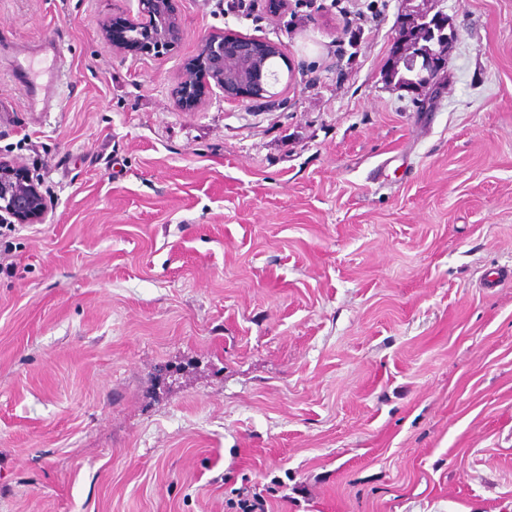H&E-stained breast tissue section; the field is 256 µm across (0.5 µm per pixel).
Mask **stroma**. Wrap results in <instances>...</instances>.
<instances>
[{
  "label": "stroma",
  "mask_w": 512,
  "mask_h": 512,
  "mask_svg": "<svg viewBox=\"0 0 512 512\" xmlns=\"http://www.w3.org/2000/svg\"><path fill=\"white\" fill-rule=\"evenodd\" d=\"M268 5L176 0L157 58L102 35L137 0H0V156L47 203L0 236V512H512V0H439L422 112L404 0L355 50ZM211 32L284 48L269 97L178 107ZM446 30V29H445ZM445 30L442 32L440 37L438 35L436 38L431 39L429 41H422L419 47H414L413 50L406 55L405 62L402 63V60H399L398 66L402 63V68L396 69L395 67L389 72L388 78L390 82H394V84L400 85V87H416L422 86L430 81L432 77V73L426 65V46L428 48L438 50L439 42L442 43L446 41L450 42L451 39L454 38V33H451L449 36L445 33ZM446 46H441V50L437 51L436 57H439L441 60L435 62V66L433 68V79L431 80L429 86H434L430 93L429 97L436 96L440 91V85H436L437 80L433 82L435 78H437L441 72L444 74L445 69V61L448 54V48L442 52ZM59 75L54 74L50 80L40 86L29 85L26 89L31 112H54L57 104L56 82ZM229 505L235 512H268L266 500L256 493L249 495L248 491L239 492L237 499Z\"/></svg>",
  "instance_id": "obj_1"
}]
</instances>
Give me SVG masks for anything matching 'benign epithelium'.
Returning a JSON list of instances; mask_svg holds the SVG:
<instances>
[{"label": "benign epithelium", "mask_w": 512, "mask_h": 512, "mask_svg": "<svg viewBox=\"0 0 512 512\" xmlns=\"http://www.w3.org/2000/svg\"><path fill=\"white\" fill-rule=\"evenodd\" d=\"M134 15L127 17L120 40L112 38V22L102 25V34L118 50L168 51L180 40L183 27L175 0H137ZM430 14L401 17L405 32L419 33ZM283 55L280 46L234 34L211 33L200 43L196 59L187 64L174 90L178 106L188 112L200 103L212 86L233 100L260 98L268 93L267 62ZM46 212L39 183L28 171L0 158V223L37 224Z\"/></svg>", "instance_id": "7a95c632"}]
</instances>
